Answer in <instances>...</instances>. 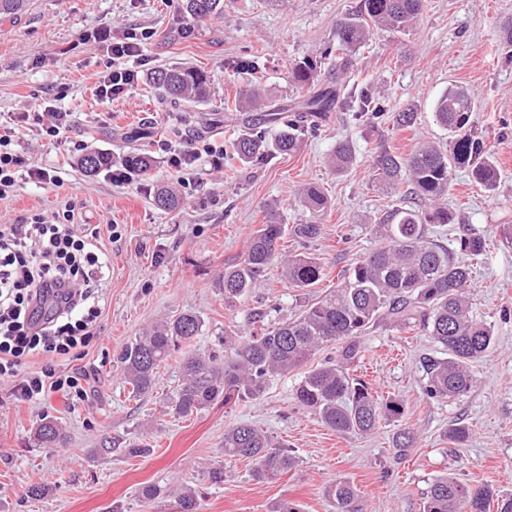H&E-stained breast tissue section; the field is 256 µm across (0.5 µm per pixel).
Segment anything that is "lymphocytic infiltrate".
Instances as JSON below:
<instances>
[{
    "label": "lymphocytic infiltrate",
    "instance_id": "1",
    "mask_svg": "<svg viewBox=\"0 0 512 512\" xmlns=\"http://www.w3.org/2000/svg\"><path fill=\"white\" fill-rule=\"evenodd\" d=\"M97 38L112 54L97 86L98 96L110 101L138 82L128 61L141 58L143 41L119 29ZM23 179L58 182L50 169L15 149L13 127L0 123V200ZM97 238V228L75 224L70 208L0 224V381L16 379L17 401L39 403L81 387L78 377L57 372L50 359L81 356L96 335L104 301L100 286L110 270ZM41 357L45 365L31 369Z\"/></svg>",
    "mask_w": 512,
    "mask_h": 512
}]
</instances>
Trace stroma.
<instances>
[{
	"label": "stroma",
	"mask_w": 512,
	"mask_h": 512,
	"mask_svg": "<svg viewBox=\"0 0 512 512\" xmlns=\"http://www.w3.org/2000/svg\"><path fill=\"white\" fill-rule=\"evenodd\" d=\"M358 2L224 0L223 16L195 20L187 17L184 0H29L21 16L0 23V116L25 111L37 100L70 115L59 139L25 129L17 135V150L55 171L61 184L23 183L0 200V224L71 203L75 223L98 226V241L111 260L97 336L85 357L62 365L83 376L86 397L56 393L30 405L12 397L11 381L0 382V512H179L178 496L187 486L198 494L199 512H270L282 499L300 502L305 512H335L327 488L339 477L356 489L360 512H422L424 492L447 473L512 493V47L500 33L501 21L512 16V0H427L406 33L374 30L354 55L349 76L375 90L383 107L379 119L333 112L301 134L293 153L246 165L229 155L218 167L200 161L189 183L178 188L180 210L154 203L157 182L170 177L166 149L179 151L200 140L203 117L213 126L210 141L219 144L244 120L259 123V113L224 109L225 98L253 82L279 103L301 97L290 79L292 66L321 60L334 49L337 19ZM114 27L151 29L146 71L176 64L201 68L210 79L209 99L181 112L162 106L145 79L118 99L97 97L98 77L112 55L89 35ZM253 56L261 60L258 71L238 68V61ZM451 85L473 98L471 129L483 140L498 179L488 191L473 185L467 170H456L445 200L455 221L428 225L427 232L454 252L464 234L485 238L488 253L471 266L470 306L475 319L491 326L496 342L475 365L469 393L446 400L422 394L419 359L441 353L422 330L385 320L363 336L362 356L350 371L379 395L406 403L400 426L415 434L406 456H397L392 445L400 426L341 435L300 407L294 399L298 371L273 379L260 399L232 407L219 402L187 417L170 407L179 378L175 366L161 370L148 397H130L117 356L147 328L194 312L204 322L194 350L220 355L225 333L249 335V313H265L271 323L336 288L377 248L372 224L406 199L404 189L376 187L374 156L383 148L405 155L422 140L447 143L433 102ZM408 107L417 112L413 129L393 128L392 113ZM343 139L351 141L355 161L339 174L328 159ZM91 150H144L155 166L149 175L116 186L105 173L89 176L78 168L81 152ZM308 183L322 186L331 202L322 235L288 246L319 257L325 279L306 290L274 270L250 294L225 299L219 286L224 269L243 260L250 234L269 211L288 224L307 220L299 190ZM46 417L62 426L65 443L35 440L34 429ZM458 421L469 429L460 447L447 437ZM238 423L259 427L284 446L291 468L276 480L259 481L248 462L225 457L224 431ZM132 444L147 446V454H126ZM216 469L224 472L218 482L211 477ZM36 483L47 488L38 499L29 495ZM148 485L160 490L151 500L141 495Z\"/></svg>",
	"instance_id": "1"
}]
</instances>
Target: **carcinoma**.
Instances as JSON below:
<instances>
[{
    "mask_svg": "<svg viewBox=\"0 0 512 512\" xmlns=\"http://www.w3.org/2000/svg\"><path fill=\"white\" fill-rule=\"evenodd\" d=\"M28 0H0V19L22 13ZM424 0H360L356 10L336 23V73L349 65L350 54L369 39L376 28L401 33L415 24ZM186 12L204 19L224 13V0H185ZM316 67L309 61L291 69L298 89H308L293 105L277 104L258 85L224 101V110L264 112L271 125L278 126L273 143L266 132L245 128L232 142L234 154L245 163L275 152L289 154L296 149L297 132L310 118L342 108L359 117L380 114L379 101L369 88L347 90L325 87L311 90ZM148 79L161 90V101L174 106L180 102H204L209 98L207 74L194 67L170 66L152 71ZM296 111L293 122L280 121L288 110ZM475 103L468 91L452 86L434 102L436 121L448 131L449 149L437 143H420L403 157L382 149L374 157L372 169L381 189H395L402 183L410 194L428 202L434 210L423 212L409 206H395L384 212L372 231L382 244L356 263L340 285L305 306L297 315L272 324L264 314L252 316L261 323L247 337L224 336V357L187 352L179 359L181 378L172 403L175 413L189 416L218 401L224 405L261 398L269 383L304 365L320 351L340 344L336 359H327L309 369L295 392L297 403L310 410L339 434L363 435L382 423L402 419V400L381 398L367 384L349 376L348 366L361 357V337L383 317L396 325L418 327L442 348V356L423 358L425 382L422 393L429 399L455 400L466 395L472 384L473 367L494 345L491 327L469 313L470 267L453 253L429 240L428 224H450L452 213L439 202L448 195L455 169L466 168L475 185L492 189L497 171L485 155L482 140L468 131ZM352 147L339 141L330 157L333 169L346 171L354 162ZM124 164L139 174L148 173L153 160L147 154L129 153ZM112 164V155L91 152L78 159L81 169L93 175ZM309 221L288 226L272 214L249 237L246 257L224 269L220 287L224 298L242 296L264 279L267 271L280 268V275L295 288H315L324 279V265L312 254L286 253L287 237L298 241L315 239L322 233L321 217L330 201L321 187L304 186L300 191ZM154 201L165 210L180 207L181 199L167 185L156 188ZM460 251L472 259L485 253V240L464 236ZM203 320L186 312L154 326L127 343L117 357L130 396L149 393L159 369L182 345L199 336ZM35 438L49 445L59 444L63 434L52 420L42 419ZM415 442L414 433L403 429L393 436V448L406 455ZM224 456L249 461L252 475L263 481L277 479L288 471L292 458L260 428L239 423L224 430ZM336 512H357L356 490L346 480H334L327 490ZM497 512H512V496L498 495L488 487H473L454 476L436 478L427 491L423 512H487L491 502Z\"/></svg>",
    "mask_w": 512,
    "mask_h": 512,
    "instance_id": "1",
    "label": "carcinoma"
}]
</instances>
